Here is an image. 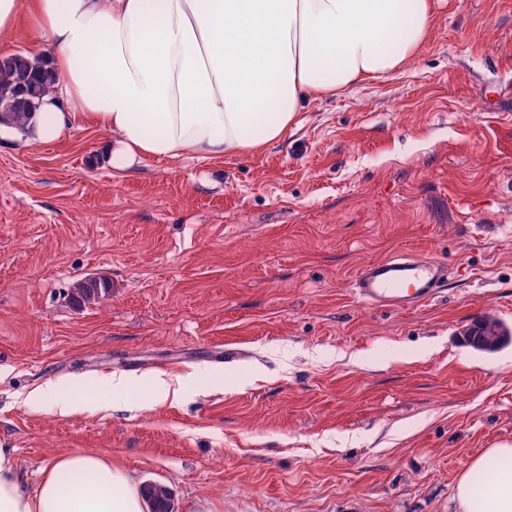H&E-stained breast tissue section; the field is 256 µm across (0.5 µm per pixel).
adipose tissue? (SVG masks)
I'll return each mask as SVG.
<instances>
[{
	"mask_svg": "<svg viewBox=\"0 0 512 512\" xmlns=\"http://www.w3.org/2000/svg\"><path fill=\"white\" fill-rule=\"evenodd\" d=\"M60 76L28 129L62 141L76 119L112 136L108 161L261 150L325 97L400 70L427 41L433 0H0V41L21 16ZM470 460L453 512H512V444ZM483 473L474 484L473 473ZM0 512H148L137 478L94 453L62 455L29 486L0 445Z\"/></svg>",
	"mask_w": 512,
	"mask_h": 512,
	"instance_id": "obj_1",
	"label": "adipose tissue"
}]
</instances>
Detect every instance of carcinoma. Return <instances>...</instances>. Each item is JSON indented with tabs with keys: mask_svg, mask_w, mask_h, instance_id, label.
<instances>
[{
	"mask_svg": "<svg viewBox=\"0 0 512 512\" xmlns=\"http://www.w3.org/2000/svg\"><path fill=\"white\" fill-rule=\"evenodd\" d=\"M59 81L56 71L44 65L33 63L24 53H14L0 60V126L23 130L37 116L43 96ZM110 291V285L95 278L80 279L72 288L70 299L78 307L99 302ZM501 325L495 318H486L470 328L465 342L474 350L485 353L487 349L479 346L477 334L488 323ZM146 496L151 502L152 512H171L170 493L160 484L149 483L144 486Z\"/></svg>",
	"mask_w": 512,
	"mask_h": 512,
	"instance_id": "cac0c4a2",
	"label": "carcinoma"
}]
</instances>
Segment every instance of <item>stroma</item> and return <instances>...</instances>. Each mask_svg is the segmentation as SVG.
<instances>
[{"label":"stroma","instance_id":"stroma-1","mask_svg":"<svg viewBox=\"0 0 512 512\" xmlns=\"http://www.w3.org/2000/svg\"><path fill=\"white\" fill-rule=\"evenodd\" d=\"M402 70L315 98L263 150L144 158L111 135L0 127V443L30 480L97 453L168 487L173 512H448L471 458L512 442V0H436ZM445 261L432 304L377 309L362 263ZM112 284L69 301L85 277ZM134 379L126 405L70 418L56 381ZM182 375L153 404L154 376ZM99 281V286L97 285ZM110 285L104 280L82 278L72 288L70 299L78 307L89 306L99 302L103 295L110 291ZM30 395L44 401L51 412L59 417H70L84 411L83 405L60 398L57 395V386L53 382L37 387Z\"/></svg>","mask_w":512,"mask_h":512}]
</instances>
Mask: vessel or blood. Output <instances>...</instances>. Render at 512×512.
I'll use <instances>...</instances> for the list:
<instances>
[{
    "mask_svg": "<svg viewBox=\"0 0 512 512\" xmlns=\"http://www.w3.org/2000/svg\"><path fill=\"white\" fill-rule=\"evenodd\" d=\"M447 280L445 263L401 252L361 264L352 277V288L354 295L369 306L407 311L433 302Z\"/></svg>",
    "mask_w": 512,
    "mask_h": 512,
    "instance_id": "1",
    "label": "vessel or blood"
}]
</instances>
